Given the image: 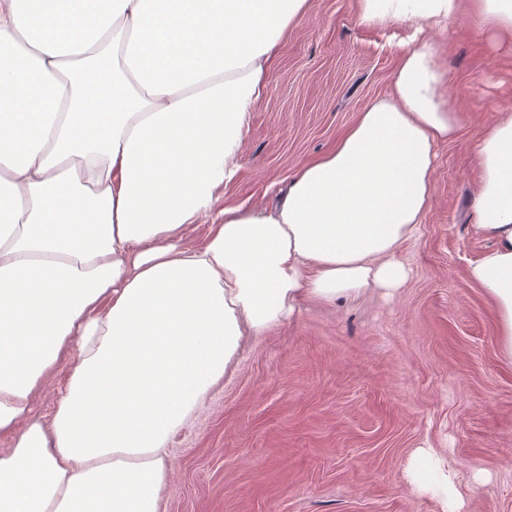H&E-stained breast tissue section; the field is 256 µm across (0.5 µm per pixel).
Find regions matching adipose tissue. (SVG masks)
I'll return each instance as SVG.
<instances>
[{"instance_id": "obj_1", "label": "adipose tissue", "mask_w": 512, "mask_h": 512, "mask_svg": "<svg viewBox=\"0 0 512 512\" xmlns=\"http://www.w3.org/2000/svg\"><path fill=\"white\" fill-rule=\"evenodd\" d=\"M308 0H0V512H160L166 444L252 339L306 299L408 278L437 148L462 124L429 28L512 45V0H358L415 34L391 88L301 164L274 209H224L249 113ZM124 49L114 69L111 46ZM467 277L512 366V114L478 138ZM205 241L184 242L201 219ZM75 356L63 396L38 390ZM418 485L464 501L436 453ZM73 365L74 361L71 359L60 361L57 366V376L55 380L47 384L36 399L35 408L37 413L46 414L53 408L60 396L65 378Z\"/></svg>"}]
</instances>
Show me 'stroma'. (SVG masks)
Segmentation results:
<instances>
[{
	"mask_svg": "<svg viewBox=\"0 0 512 512\" xmlns=\"http://www.w3.org/2000/svg\"><path fill=\"white\" fill-rule=\"evenodd\" d=\"M410 34L362 25L357 0H309L219 205L273 207L298 166L388 93ZM428 37L464 123L438 147L423 224L402 246L410 278L388 298L305 302L254 341L171 436L162 512H443L412 477L427 448L455 471L466 512H512V366L492 303L466 276L486 247L469 234L474 146L512 113V46L459 19Z\"/></svg>",
	"mask_w": 512,
	"mask_h": 512,
	"instance_id": "35a3bbf8",
	"label": "stroma"
}]
</instances>
